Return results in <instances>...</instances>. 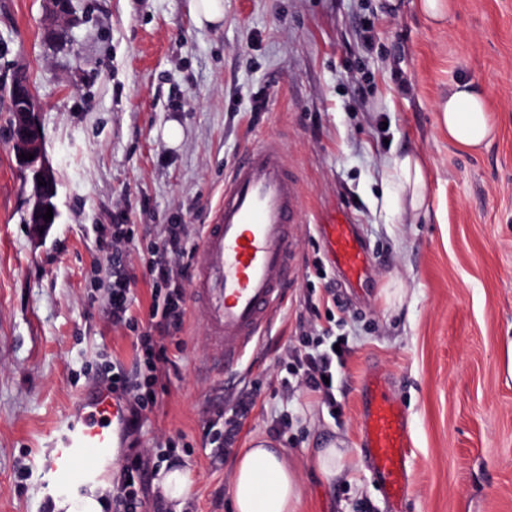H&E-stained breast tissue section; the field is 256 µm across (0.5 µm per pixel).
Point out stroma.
Returning <instances> with one entry per match:
<instances>
[{"label": "stroma", "mask_w": 512, "mask_h": 512, "mask_svg": "<svg viewBox=\"0 0 512 512\" xmlns=\"http://www.w3.org/2000/svg\"><path fill=\"white\" fill-rule=\"evenodd\" d=\"M438 26L414 0H224V20L198 26L190 0H0V512H55L97 488L110 501L123 465L58 482L52 450L89 375L131 367L135 333L113 325L107 246L135 275L133 312L152 303L144 267L170 224L200 239L244 149L282 145L301 180L298 274L288 303L249 350L236 379L207 370L217 354L186 315L164 341L172 360L138 436L177 444L193 478L181 510L232 512L235 460L255 438L282 449L300 477L299 512H512V0H455ZM31 84L57 219L29 224L31 173L10 138L8 91ZM459 81L485 92L496 126L476 152L448 141L437 102ZM178 127V143L167 127ZM428 165V213L384 207L393 151ZM357 224L371 255L347 283L318 232L323 214ZM341 336L335 404L280 380L302 336ZM385 376L411 443L408 489L384 496L363 447V383ZM249 393L255 405L232 448L209 431ZM348 448L326 482L327 441ZM347 451L343 448H337L336 444H330L326 448H320L315 455V467L322 475L325 481L331 482L343 472Z\"/></svg>", "instance_id": "stroma-1"}]
</instances>
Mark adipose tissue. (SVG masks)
Wrapping results in <instances>:
<instances>
[{"mask_svg": "<svg viewBox=\"0 0 512 512\" xmlns=\"http://www.w3.org/2000/svg\"><path fill=\"white\" fill-rule=\"evenodd\" d=\"M440 127L449 142L474 151L494 133L484 92L475 84L461 82L438 105ZM386 202L395 211L419 215L425 207L427 166L413 151L394 153L385 168ZM301 483L279 449L267 441L253 440L237 459L232 477L234 512H296Z\"/></svg>", "mask_w": 512, "mask_h": 512, "instance_id": "ef3b65f1", "label": "adipose tissue"}]
</instances>
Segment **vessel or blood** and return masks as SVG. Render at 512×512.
Masks as SVG:
<instances>
[{
    "mask_svg": "<svg viewBox=\"0 0 512 512\" xmlns=\"http://www.w3.org/2000/svg\"><path fill=\"white\" fill-rule=\"evenodd\" d=\"M303 206L300 181L271 138L246 148L224 181L195 252L191 309L218 346L214 363L225 377L240 370L250 346L286 299V286L297 273L292 226ZM319 232L346 280L361 281L371 258L355 226L331 219L320 224ZM366 390L364 446L386 497L395 500L404 496L408 481L406 415L381 377L368 378ZM126 419L124 402L107 389L83 394L55 453L60 480L79 469L88 475L106 469L124 445Z\"/></svg>",
    "mask_w": 512,
    "mask_h": 512,
    "instance_id": "1",
    "label": "vessel or blood"
}]
</instances>
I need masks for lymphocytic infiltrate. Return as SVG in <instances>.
Listing matches in <instances>:
<instances>
[{
  "label": "lymphocytic infiltrate",
  "mask_w": 512,
  "mask_h": 512,
  "mask_svg": "<svg viewBox=\"0 0 512 512\" xmlns=\"http://www.w3.org/2000/svg\"><path fill=\"white\" fill-rule=\"evenodd\" d=\"M196 248L184 232L169 228L161 241L151 243L147 249L145 266L152 288L153 302L146 328H139L132 313L135 302L132 286L135 282L121 262L112 258V288L109 296L112 323L130 329H139L136 338L132 370L121 363H113L110 377L101 379L107 387L124 398L128 406L127 434L139 432L146 410L156 404L155 387L162 379L170 362L163 343L171 332L183 326L186 308V290L183 286L185 271L191 266ZM340 355L334 349L296 353L293 379H282V386L298 382L309 392L321 395L328 403H335L332 380ZM154 458L151 453L130 449L121 471L123 478L119 491L112 497V512H137L141 497L146 492L145 482Z\"/></svg>",
  "instance_id": "f902f5d3"
}]
</instances>
